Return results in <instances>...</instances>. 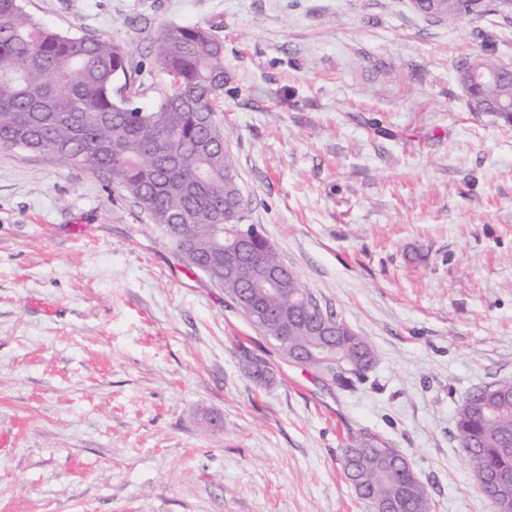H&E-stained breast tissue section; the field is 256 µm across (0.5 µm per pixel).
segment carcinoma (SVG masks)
Returning <instances> with one entry per match:
<instances>
[{"instance_id": "cac0c4a2", "label": "carcinoma", "mask_w": 512, "mask_h": 512, "mask_svg": "<svg viewBox=\"0 0 512 512\" xmlns=\"http://www.w3.org/2000/svg\"><path fill=\"white\" fill-rule=\"evenodd\" d=\"M150 55L169 78V90L139 106L131 89L140 70L129 50L97 36H72L36 21L20 0H0V148L53 153L64 164L101 174L139 204L178 248L186 266L242 302L252 318L248 290L224 275V239L243 220L244 201L218 118L224 93V42L214 27L165 25ZM123 84H118L119 78ZM251 245L265 266L281 264L256 233ZM266 337L285 336L283 356L316 345L338 356L348 370L331 375L350 387L376 362V353L334 314L306 294L297 277L264 289ZM329 319L335 336L310 335L304 317ZM254 379L271 377L266 363L247 358ZM454 438L479 470V488L512 499V380L501 379L465 396ZM404 455L350 437L342 473L368 505L394 503L401 512H435L434 502Z\"/></svg>"}]
</instances>
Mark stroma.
<instances>
[{
    "instance_id": "stroma-1",
    "label": "stroma",
    "mask_w": 512,
    "mask_h": 512,
    "mask_svg": "<svg viewBox=\"0 0 512 512\" xmlns=\"http://www.w3.org/2000/svg\"><path fill=\"white\" fill-rule=\"evenodd\" d=\"M22 4L135 63L162 26L218 27L243 223L377 362L344 390L283 358L124 192L0 148V512H371L341 469L363 432L407 457L435 512H492L453 431L467 394L512 379V125L472 111L457 71L512 64V18Z\"/></svg>"
}]
</instances>
